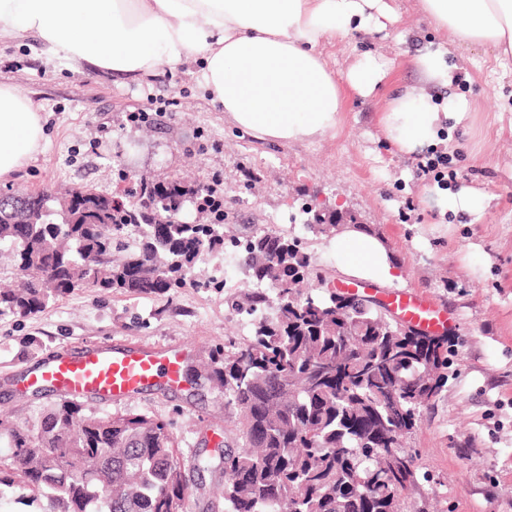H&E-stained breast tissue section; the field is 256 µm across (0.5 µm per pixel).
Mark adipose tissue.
Wrapping results in <instances>:
<instances>
[{"instance_id": "ef3b65f1", "label": "adipose tissue", "mask_w": 512, "mask_h": 512, "mask_svg": "<svg viewBox=\"0 0 512 512\" xmlns=\"http://www.w3.org/2000/svg\"><path fill=\"white\" fill-rule=\"evenodd\" d=\"M421 8L450 41L512 56V0H421ZM393 17L386 0H0V19L84 69L136 77L200 61L202 87L236 127L287 143L335 132L342 85L367 94L383 72L375 61L357 64L338 84L319 45ZM466 113V101L442 106L408 89L379 126L400 153L412 154L436 145L445 121ZM42 139L32 101L0 85V180ZM326 249L348 277L376 284L400 277L386 238L362 225L340 227Z\"/></svg>"}]
</instances>
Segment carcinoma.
Returning <instances> with one entry per match:
<instances>
[{
	"instance_id": "obj_1",
	"label": "carcinoma",
	"mask_w": 512,
	"mask_h": 512,
	"mask_svg": "<svg viewBox=\"0 0 512 512\" xmlns=\"http://www.w3.org/2000/svg\"><path fill=\"white\" fill-rule=\"evenodd\" d=\"M166 187L142 180L128 198L82 185L16 191L22 209L0 206L14 274L0 316L36 314L80 288L167 294L227 240L250 281L227 303L250 317L273 313L211 358L209 377L237 410L239 446H225L217 486L224 512H423L410 499L409 441L447 382L448 337L397 335L375 303L324 290L326 274L295 235L226 238L214 224L179 220L210 188ZM301 211L312 232L336 231V211ZM6 431L0 487L38 512H188L179 441L161 419L86 415L65 400Z\"/></svg>"
}]
</instances>
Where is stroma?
<instances>
[{
  "mask_svg": "<svg viewBox=\"0 0 512 512\" xmlns=\"http://www.w3.org/2000/svg\"><path fill=\"white\" fill-rule=\"evenodd\" d=\"M395 19L320 46L337 82L368 58L388 61L371 93L343 91L336 133L310 142L260 140L235 127L199 84L201 64L129 78L77 70L50 57L33 36L0 39V83L27 96L44 125L39 153L0 180L32 193L85 185L104 195L132 194L140 180L223 182L224 231L245 225L291 230L303 238L331 284L344 276L324 248L325 236L303 227V203L336 210L385 237L402 275L398 286L428 294L455 320L448 380L425 410L413 444L420 448L421 494L433 512H512V58L488 46L449 44L420 0H387ZM443 52L465 80L423 85L436 102L466 100L465 119L439 144L457 155L452 191L484 195L474 211L440 214L433 177L418 176L419 155H404L381 132L379 118L405 88L420 84L414 54ZM150 112L134 123L130 112ZM231 253L210 252L192 280L154 297L79 289L43 312L0 318V415L31 421L58 403L50 392L19 393L14 380L54 353L105 341L116 348L149 345L183 350L199 369L225 340L250 334L228 296L243 288ZM85 413H145L166 421L180 441L190 488L189 512H202L220 478L197 471L208 440L235 443L234 408L204 378L178 388L158 384L105 405L83 401Z\"/></svg>",
  "mask_w": 512,
  "mask_h": 512,
  "instance_id": "35a3bbf8",
  "label": "stroma"
}]
</instances>
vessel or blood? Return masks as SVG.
Returning <instances> with one entry per match:
<instances>
[{
    "mask_svg": "<svg viewBox=\"0 0 512 512\" xmlns=\"http://www.w3.org/2000/svg\"><path fill=\"white\" fill-rule=\"evenodd\" d=\"M381 298L398 320L427 334L446 335L453 325L445 308L417 291L395 287ZM182 368V353L176 348L158 353L99 343L77 354L53 356L23 375L18 387L25 392L47 388L64 399L94 398L109 404L150 391L162 379L179 386Z\"/></svg>",
    "mask_w": 512,
    "mask_h": 512,
    "instance_id": "1",
    "label": "vessel or blood"
}]
</instances>
